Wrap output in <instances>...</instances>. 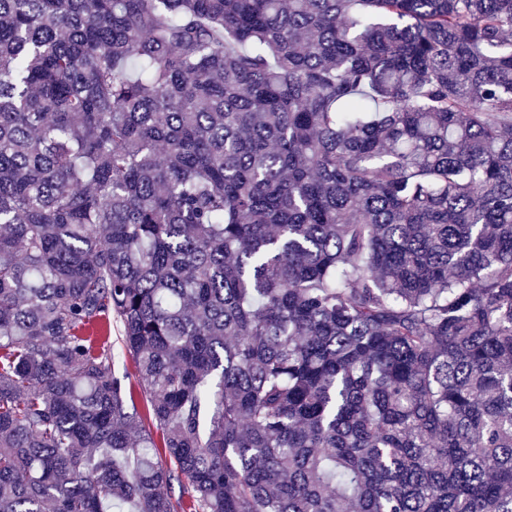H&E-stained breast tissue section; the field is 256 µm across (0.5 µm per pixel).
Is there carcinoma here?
Here are the masks:
<instances>
[{
    "label": "carcinoma",
    "mask_w": 512,
    "mask_h": 512,
    "mask_svg": "<svg viewBox=\"0 0 512 512\" xmlns=\"http://www.w3.org/2000/svg\"><path fill=\"white\" fill-rule=\"evenodd\" d=\"M50 507L512 512V0H0V512Z\"/></svg>",
    "instance_id": "cac0c4a2"
}]
</instances>
